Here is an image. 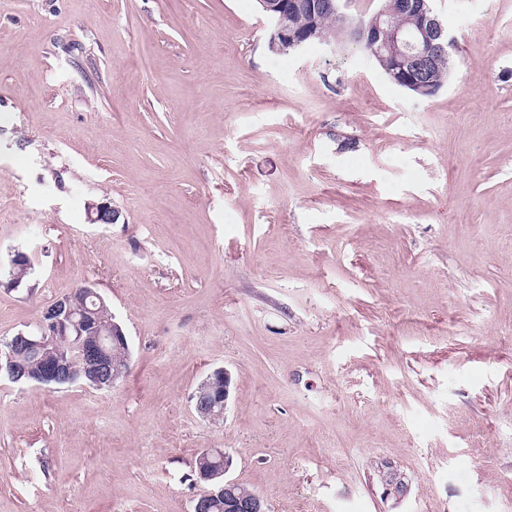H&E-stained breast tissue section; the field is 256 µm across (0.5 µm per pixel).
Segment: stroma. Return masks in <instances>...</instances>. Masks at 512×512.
Segmentation results:
<instances>
[{
    "mask_svg": "<svg viewBox=\"0 0 512 512\" xmlns=\"http://www.w3.org/2000/svg\"><path fill=\"white\" fill-rule=\"evenodd\" d=\"M431 5L423 98L256 0H0V340L91 284L130 347L0 379V512H193L206 448L270 512H512V0ZM212 376L223 379V393H216L215 395L210 394L208 385ZM231 382L230 373L227 370L220 368L208 375L198 386L192 396V399L194 400V409L202 419L214 423L217 421H224L230 398Z\"/></svg>",
    "mask_w": 512,
    "mask_h": 512,
    "instance_id": "35a3bbf8",
    "label": "stroma"
}]
</instances>
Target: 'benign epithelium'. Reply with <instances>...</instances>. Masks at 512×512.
<instances>
[{
  "label": "benign epithelium",
  "instance_id": "1",
  "mask_svg": "<svg viewBox=\"0 0 512 512\" xmlns=\"http://www.w3.org/2000/svg\"><path fill=\"white\" fill-rule=\"evenodd\" d=\"M272 28L268 40L269 48L278 51L284 47L298 49L304 46V37L286 23L287 15L296 10L310 12L319 10L320 0H262ZM402 8L414 13L417 24L407 31L393 23L390 13L378 10L367 19L353 18L336 5L341 21L355 30L357 39L370 50L375 60H380L382 52L392 55V65L388 70L390 78L412 89L420 96H429L436 88L428 80V72L436 57L451 54L454 40L448 28L432 10L425 7V0H402ZM32 264L27 254L18 252L11 260L10 278L7 286L16 288L22 283ZM86 294L101 298L91 285H82L72 294L53 301L42 311L41 321L36 332H21V340L10 345L6 352L0 351V370L5 368L11 378L24 373V363L20 358L33 356L40 364L35 377L36 384L50 386L54 383L75 384L78 377L84 375L96 386L112 388L128 373L129 362L116 363L107 353L105 344L110 342L116 349L129 350L128 341L122 328L114 321L103 323L93 321L87 314H78L72 305L77 295ZM79 350L82 371L72 367L71 347ZM213 376L224 381V391L215 395L208 390L209 380H204L193 397L194 409L204 420L217 422L224 420L231 390V375L223 369H217ZM221 463L200 474L199 481L208 484L212 481L222 483L224 492V510L226 512H269L266 502L259 495L250 493L239 496L236 493L238 481L227 477L233 459L229 453L220 451Z\"/></svg>",
  "mask_w": 512,
  "mask_h": 512
}]
</instances>
